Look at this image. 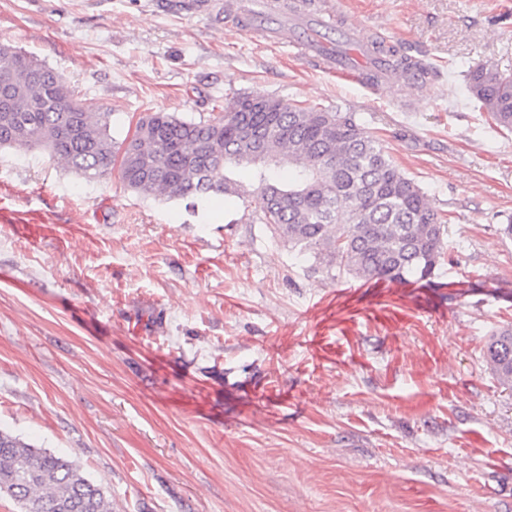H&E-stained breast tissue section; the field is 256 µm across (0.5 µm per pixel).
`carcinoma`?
<instances>
[{
  "mask_svg": "<svg viewBox=\"0 0 512 512\" xmlns=\"http://www.w3.org/2000/svg\"><path fill=\"white\" fill-rule=\"evenodd\" d=\"M479 108L512 132V71L479 64L465 75ZM110 112H90L64 75L0 44V149L48 152L88 180L118 175L144 197L202 200L247 194L272 237L311 262L369 281L427 280L447 254L446 220L353 112L241 95L224 112L185 121L140 118L117 143ZM255 167L252 191L233 178ZM288 168V180L277 170ZM486 362L512 388V324L499 325ZM0 497L19 512H111L101 486L67 457L0 430Z\"/></svg>",
  "mask_w": 512,
  "mask_h": 512,
  "instance_id": "cac0c4a2",
  "label": "carcinoma"
}]
</instances>
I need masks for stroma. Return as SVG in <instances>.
Returning a JSON list of instances; mask_svg holds the SVG:
<instances>
[{"instance_id": "35a3bbf8", "label": "stroma", "mask_w": 512, "mask_h": 512, "mask_svg": "<svg viewBox=\"0 0 512 512\" xmlns=\"http://www.w3.org/2000/svg\"><path fill=\"white\" fill-rule=\"evenodd\" d=\"M432 82L375 91L189 0H0V44L65 74L123 140L239 94L355 113L447 218L422 282L312 271L248 197L198 206L0 151L49 223L0 224V430L74 460L112 512H512V133L464 73L512 70V0H332ZM485 357L497 382L512 388V324L498 325L491 332Z\"/></svg>"}]
</instances>
